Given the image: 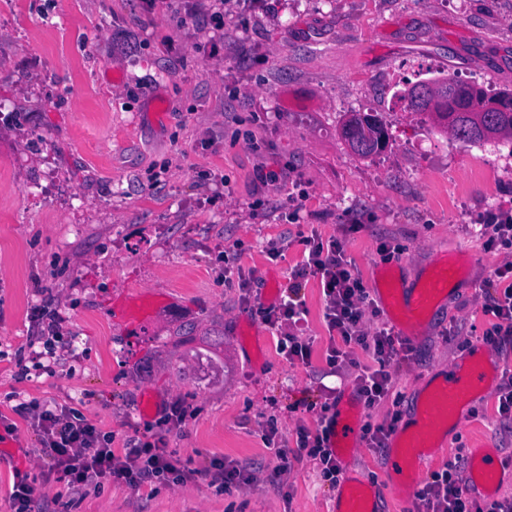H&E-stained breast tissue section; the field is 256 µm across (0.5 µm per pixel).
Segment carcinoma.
I'll use <instances>...</instances> for the list:
<instances>
[{
	"mask_svg": "<svg viewBox=\"0 0 512 512\" xmlns=\"http://www.w3.org/2000/svg\"><path fill=\"white\" fill-rule=\"evenodd\" d=\"M431 84L446 88V101L434 110V114L456 141L466 145L480 143L492 136L512 139L511 91L489 95L483 89L449 75L433 80ZM487 103L499 105L501 111H478ZM341 135L351 151L361 157L381 152L389 140L382 121L368 112L351 113L341 128Z\"/></svg>",
	"mask_w": 512,
	"mask_h": 512,
	"instance_id": "carcinoma-1",
	"label": "carcinoma"
}]
</instances>
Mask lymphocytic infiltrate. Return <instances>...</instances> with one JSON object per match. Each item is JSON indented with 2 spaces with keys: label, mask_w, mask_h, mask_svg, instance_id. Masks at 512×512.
<instances>
[{
  "label": "lymphocytic infiltrate",
  "mask_w": 512,
  "mask_h": 512,
  "mask_svg": "<svg viewBox=\"0 0 512 512\" xmlns=\"http://www.w3.org/2000/svg\"><path fill=\"white\" fill-rule=\"evenodd\" d=\"M306 245L308 257L295 270L284 290V299L278 305L259 309L267 326L288 328L287 334L278 339V351L289 362L308 364L310 342L293 334L291 328L301 320L303 309L299 292L303 280L310 274L318 276L327 328L340 338L339 343L330 347V364L351 369L357 394L366 408L389 401L395 389L390 367L405 361L409 352L407 340L386 327L366 331L364 318L374 313V300L348 261L340 240L313 237L307 239ZM493 279L499 287L486 294L482 311L493 316L494 322L482 341L498 352L512 344V262L497 267ZM362 352L369 355V363L359 360ZM30 409L41 432L42 453L46 459L43 477L74 491L100 479L143 484L170 477L179 482L195 475L228 489L248 485L254 479L253 474L234 462H215L210 468L190 473L168 452V444L161 437L141 442L118 456L101 442L94 424L75 418L65 408L50 409L35 402ZM331 427V422L323 420L312 432L298 428L297 446L306 450L308 457L316 461L322 476L336 485L340 482L342 468L329 448ZM461 469V462L455 461L448 463L444 471L434 473L432 481L415 494V512H512L511 498L474 507Z\"/></svg>",
  "instance_id": "obj_1"
}]
</instances>
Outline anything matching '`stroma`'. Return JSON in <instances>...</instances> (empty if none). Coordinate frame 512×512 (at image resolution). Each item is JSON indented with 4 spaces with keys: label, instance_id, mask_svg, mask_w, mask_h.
Here are the masks:
<instances>
[{
    "label": "stroma",
    "instance_id": "stroma-1",
    "mask_svg": "<svg viewBox=\"0 0 512 512\" xmlns=\"http://www.w3.org/2000/svg\"><path fill=\"white\" fill-rule=\"evenodd\" d=\"M436 66L487 93L512 91V0H0V512L16 473L33 512H331L337 490L309 458L277 459L262 436L338 416L358 394L328 361L321 288L306 277L290 364L257 306L284 290L305 237L343 241L366 287L375 265L419 286L438 252L466 250L467 275L423 319L392 366L410 418L423 385L480 343L482 304L512 248L484 249L489 216L512 219V141L461 145L400 90ZM350 112L390 138L363 158L341 136ZM162 300L154 334L128 348L116 299ZM457 340H449V331ZM63 406L115 453L161 435L186 469L226 460L254 482L224 489L166 479L69 492L44 481L23 402ZM180 405L185 419L167 429ZM447 433L442 470L475 437L512 465V420L497 398ZM345 475L393 498L389 451L358 444ZM311 342L294 333H285L279 336L277 349L286 360L295 364L296 362L306 365L309 363L311 354Z\"/></svg>",
    "mask_w": 512,
    "mask_h": 512
}]
</instances>
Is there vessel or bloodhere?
I'll list each match as a JSON object with an SVG mask.
<instances>
[{
    "instance_id": "vessel-or-blood-1",
    "label": "vessel or blood",
    "mask_w": 512,
    "mask_h": 512,
    "mask_svg": "<svg viewBox=\"0 0 512 512\" xmlns=\"http://www.w3.org/2000/svg\"><path fill=\"white\" fill-rule=\"evenodd\" d=\"M460 263L458 256L442 255L433 275L419 288H381L377 294L388 311L395 314V326L406 339H413L415 324L420 315L430 309L440 294L446 293L453 280L458 278ZM127 328L130 345H137L151 332V318L136 310H128ZM500 368L492 351L484 346L474 347L456 367L447 380L435 385L421 403L417 412V429H396L389 437L390 464L403 481L391 484V493L399 499H407L420 472L431 461L432 451L428 446L431 434L441 423L459 418L470 402L490 389ZM358 434L356 425L348 417L338 418L331 436L335 454L354 446ZM467 481L471 489L492 493L502 481V473L494 462L492 449L483 443H474L469 454ZM335 512H378L376 500L365 485L357 480H346L336 499Z\"/></svg>"
}]
</instances>
